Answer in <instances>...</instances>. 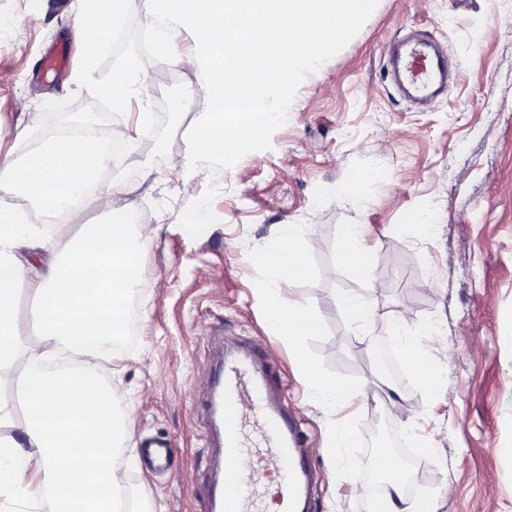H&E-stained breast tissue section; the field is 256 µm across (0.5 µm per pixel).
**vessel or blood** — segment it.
<instances>
[{
  "label": "vessel or blood",
  "mask_w": 512,
  "mask_h": 512,
  "mask_svg": "<svg viewBox=\"0 0 512 512\" xmlns=\"http://www.w3.org/2000/svg\"><path fill=\"white\" fill-rule=\"evenodd\" d=\"M392 63L408 87L428 96L448 73V60L419 45L398 49ZM206 403L219 458L207 481V512H262L251 470L257 457L271 459L288 512H308L312 467L304 433L275 380L273 363L249 347L220 359L212 370Z\"/></svg>",
  "instance_id": "vessel-or-blood-1"
}]
</instances>
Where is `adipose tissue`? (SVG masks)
Wrapping results in <instances>:
<instances>
[{"mask_svg": "<svg viewBox=\"0 0 512 512\" xmlns=\"http://www.w3.org/2000/svg\"><path fill=\"white\" fill-rule=\"evenodd\" d=\"M105 162L103 152L57 136L27 164L0 162V192L25 189L46 212L65 210L74 220L79 212L68 209L69 199L91 188L97 207L117 216L129 207L127 191L100 183ZM153 234L117 219L88 224L72 243V255L62 258L0 209V371L10 372L14 391L0 395V429L12 431L0 438V494L50 496L53 512H113L126 496L114 453L130 441L135 420L132 413H115L96 370L123 349L128 295L140 277V241ZM261 262L273 282L305 274L303 236L288 230ZM24 283L39 306L27 330L17 312ZM268 316L289 337L317 327L313 311L276 294L269 297ZM70 351L81 356L79 367L58 376L37 372V365ZM295 351L320 405L335 408L345 390L317 369L303 346Z\"/></svg>", "mask_w": 512, "mask_h": 512, "instance_id": "ef3b65f1", "label": "adipose tissue"}]
</instances>
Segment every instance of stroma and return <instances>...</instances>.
I'll use <instances>...</instances> for the list:
<instances>
[{"label":"stroma","instance_id":"35a3bbf8","mask_svg":"<svg viewBox=\"0 0 512 512\" xmlns=\"http://www.w3.org/2000/svg\"><path fill=\"white\" fill-rule=\"evenodd\" d=\"M78 10L77 0H0V126L11 131L0 159L26 151L44 103L91 104L77 82ZM411 32L438 42L455 64L447 91L425 107L400 97L386 69L392 42ZM57 43L70 49L58 74L44 65ZM143 81L125 114L132 147L108 179L125 186L132 211L157 233L140 253L137 327L99 368L115 410L136 418L133 445L115 464L138 512H205L214 456L202 401L213 354L241 340L275 362L309 447L336 443L335 461L310 458V512H368L385 489L361 472L382 448L403 462L409 498L438 512H512V23L496 0H379L360 32L301 84L271 148L219 172L188 168L187 135L207 106L201 70L150 62ZM371 167L381 177L364 198L344 194ZM0 208L62 251L80 233L45 221L19 190L0 193ZM424 213L434 218L428 236L418 226ZM290 224L307 241L308 270L280 286L316 312L304 348L351 393L333 412L319 406L266 314L259 257ZM343 224L366 225L363 258L380 291L342 263ZM347 291L368 293L378 313L405 312L392 349L435 326L420 352L437 391L408 360L399 375L383 370L373 328L338 305ZM388 387L392 404L377 405ZM347 428L354 443L340 436ZM155 440L173 444L163 471L141 455Z\"/></svg>","mask_w":512,"mask_h":512}]
</instances>
